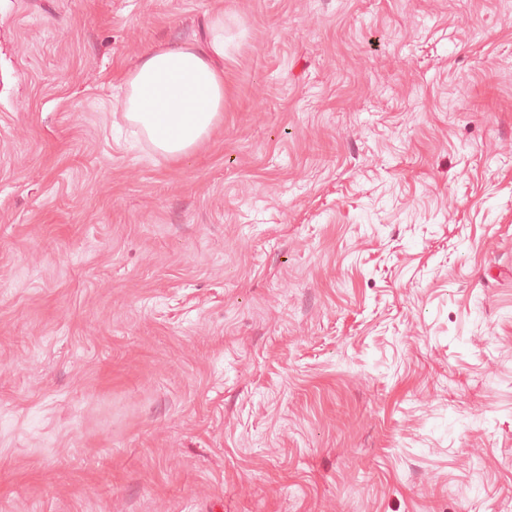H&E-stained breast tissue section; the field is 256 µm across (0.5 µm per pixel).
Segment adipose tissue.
I'll return each instance as SVG.
<instances>
[{
	"label": "adipose tissue",
	"mask_w": 512,
	"mask_h": 512,
	"mask_svg": "<svg viewBox=\"0 0 512 512\" xmlns=\"http://www.w3.org/2000/svg\"><path fill=\"white\" fill-rule=\"evenodd\" d=\"M224 13L210 20L207 49L145 53L124 78L123 110L160 152L187 159L224 122Z\"/></svg>",
	"instance_id": "1"
}]
</instances>
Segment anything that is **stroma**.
Returning a JSON list of instances; mask_svg holds the SVG:
<instances>
[{
	"label": "stroma",
	"mask_w": 512,
	"mask_h": 512,
	"mask_svg": "<svg viewBox=\"0 0 512 512\" xmlns=\"http://www.w3.org/2000/svg\"><path fill=\"white\" fill-rule=\"evenodd\" d=\"M0 512H512V0H0ZM223 62V66L220 65ZM123 112L160 152L187 159L224 123V12L210 20L206 50H151L124 78Z\"/></svg>",
	"instance_id": "35a3bbf8"
}]
</instances>
